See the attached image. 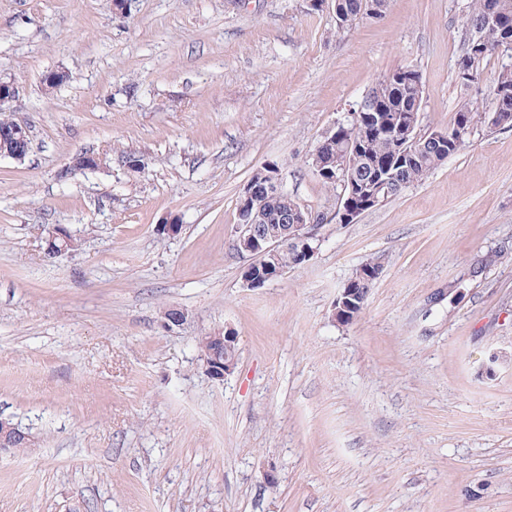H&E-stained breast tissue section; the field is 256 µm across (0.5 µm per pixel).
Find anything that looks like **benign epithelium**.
Returning <instances> with one entry per match:
<instances>
[{"mask_svg":"<svg viewBox=\"0 0 512 512\" xmlns=\"http://www.w3.org/2000/svg\"><path fill=\"white\" fill-rule=\"evenodd\" d=\"M29 132L26 126L15 123L10 128L0 130V157H9L23 162L29 151ZM103 167L101 156L97 154H81L74 158L70 166L72 171L99 169ZM391 194L388 178H379L366 185L362 195L366 207L375 208L387 200ZM241 212L245 222L238 227L234 239V247L245 259L242 280L248 288H261L268 282L278 278L280 270L276 268L275 258L282 250H289L299 260H311L316 252L312 246L316 225L306 223L307 217L299 208L289 214L290 223L278 226L260 223L261 195L248 183L241 194ZM45 255L55 258L73 250L75 240L70 233L58 228L48 234L45 240ZM362 307L361 293L356 288L340 290L332 306V319L338 323L353 321ZM214 339L224 343V356L209 351L201 355L202 368L215 381L224 380L233 371L237 363V335L232 328L219 329ZM30 436L16 424L6 418H0V448L8 450L19 443L30 445Z\"/></svg>","mask_w":512,"mask_h":512,"instance_id":"benign-epithelium-1","label":"benign epithelium"}]
</instances>
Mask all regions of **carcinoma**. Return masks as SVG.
I'll use <instances>...</instances> for the list:
<instances>
[{
  "label": "carcinoma",
  "mask_w": 512,
  "mask_h": 512,
  "mask_svg": "<svg viewBox=\"0 0 512 512\" xmlns=\"http://www.w3.org/2000/svg\"><path fill=\"white\" fill-rule=\"evenodd\" d=\"M494 4L504 21V33L501 39L512 42V0H471L466 22L469 27L463 33V44L457 61H468L475 70V81L484 78L487 61L495 54L512 58V47L503 50L490 41L478 42L477 28L484 9ZM367 0H335L336 27L344 28L366 17ZM489 89L494 100V109L486 112L468 103L454 112L453 118L445 129L447 138L443 141L433 139L435 131L424 135L417 134L418 116L422 100L417 90L402 82L386 81L381 78L375 85L378 91L380 118L387 121L392 116H401L402 122L391 130H373L372 125L359 117L357 123L335 128L336 139L323 147V155H335L345 148V138L361 137V159L354 165L353 175L363 181L370 177L386 174L403 153H408L404 164L398 166V177L403 188L425 180L428 175L440 167L448 157L463 148L458 143L459 130L495 129L512 127V63L503 64L491 74ZM287 210L283 202L271 199L264 205L263 223L281 224Z\"/></svg>",
  "instance_id": "carcinoma-1"
}]
</instances>
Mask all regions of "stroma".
<instances>
[{"label":"stroma","mask_w":512,"mask_h":512,"mask_svg":"<svg viewBox=\"0 0 512 512\" xmlns=\"http://www.w3.org/2000/svg\"><path fill=\"white\" fill-rule=\"evenodd\" d=\"M469 6L387 0L340 30L333 0H0L6 112L31 131L24 162L0 158V416L32 439L0 450V512H512V128L354 224L310 165L400 65L420 132L490 109L487 82L456 79ZM271 163L328 222L308 263L250 289L238 203ZM57 226L77 247L50 259ZM370 259L361 314L334 322ZM224 327L219 382L197 338ZM224 333V336L222 334ZM214 339L219 342L224 341L223 360L218 357L214 351L201 354L202 368L205 373L215 381H223L225 376L233 371L237 363L238 348L237 335L232 328L218 329Z\"/></svg>","instance_id":"stroma-1"}]
</instances>
